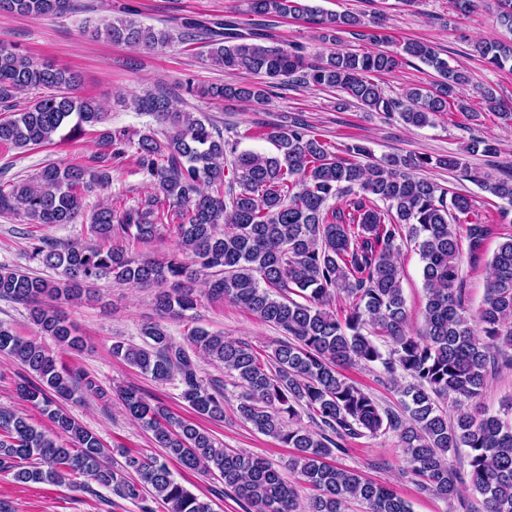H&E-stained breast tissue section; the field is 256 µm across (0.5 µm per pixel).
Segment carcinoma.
<instances>
[{
	"label": "carcinoma",
	"mask_w": 512,
	"mask_h": 512,
	"mask_svg": "<svg viewBox=\"0 0 512 512\" xmlns=\"http://www.w3.org/2000/svg\"><path fill=\"white\" fill-rule=\"evenodd\" d=\"M74 0H0V13L26 17L58 16ZM244 23L233 11L222 21L195 22L209 31L210 65L229 73L263 77L251 84L229 83L202 90L222 99L261 102L267 88L286 78L295 85L343 92L370 111L397 113L413 128L434 123L454 108L456 89L468 75L448 64L431 45L408 41L401 50L333 51L309 59L301 46L285 47L272 33L278 18H292L330 32L386 42L384 20L336 14L311 0H245ZM492 17L512 33V0H495ZM96 38L131 48L152 49L171 40L166 30L116 18L93 27ZM485 63L512 64V41L474 46ZM419 59L437 73L429 88L412 87L404 98L385 95L369 75L395 71L405 57ZM76 73L39 64L13 45L0 43V144L18 148L83 132L104 120L100 105L75 93ZM37 92L31 105L17 108L20 94ZM488 111L512 121V107L490 87L480 91ZM141 112L169 129L162 140L144 134L137 141L114 142L87 164L45 165L30 182L0 183V211L24 215L33 224H72L86 194L112 183V161L125 147L135 149L151 193L135 206L115 199L89 218L91 239L60 244L33 237L31 258L57 271L44 278L0 265V299L29 307L42 334L65 351H79L84 340L62 310L91 293L99 280L120 286H155L154 305L171 317L197 306L194 285L204 280L212 300H230L286 336L263 358L245 342L193 329L188 345L172 342L166 328L148 323L143 344H112V355L157 381L178 380L181 398L193 414L224 419V383L198 375L192 354L202 352L224 366L243 389L237 412L258 432L295 449L286 468L314 491L303 504L296 486L268 461L222 448L191 420L151 403L135 385L116 390L125 413L152 432L160 457L123 454L115 466L98 436L79 425L58 404L79 392L98 393L95 382L58 364L41 343L0 327V353L22 364L31 377L16 385L18 397L41 409L58 441L27 417L0 409V459L32 461L14 473L22 483L49 482L70 488L84 476L153 512L147 494L170 505V512H212L210 505L178 483L167 460L214 474L244 512H345L357 500L365 512H411L389 486L336 464L351 439L394 433L417 488L445 501L462 498L470 487L481 497V512H512V422L477 406L489 379L512 371V235L505 237L488 266L491 274L482 304H465L463 258L482 261L496 225L474 210L470 196L449 192L415 172L435 165L450 171L460 158L436 160L417 154L363 164L370 152L355 143L339 156L301 116L271 125L263 136L277 153L238 150L213 125L192 112L176 111L165 95L137 100ZM67 135H61V132ZM233 178L225 181L227 156ZM481 185L512 205V174L486 176ZM336 204H330V201ZM176 249L160 259L133 256L123 242L148 244L161 233ZM414 242L426 290L424 328L408 327L398 256L404 239ZM346 306L338 311L336 299ZM353 363L382 366L391 380L410 379L399 388L403 411L379 405L342 369ZM454 407L450 418L441 403ZM305 413L315 429L299 425ZM463 455L466 468L451 458Z\"/></svg>",
	"instance_id": "1"
}]
</instances>
